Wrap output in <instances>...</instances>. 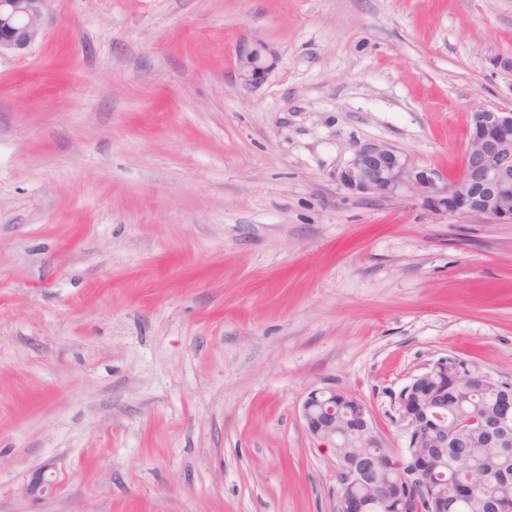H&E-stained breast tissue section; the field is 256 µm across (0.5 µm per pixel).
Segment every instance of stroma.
<instances>
[{
    "label": "stroma",
    "mask_w": 512,
    "mask_h": 512,
    "mask_svg": "<svg viewBox=\"0 0 512 512\" xmlns=\"http://www.w3.org/2000/svg\"><path fill=\"white\" fill-rule=\"evenodd\" d=\"M510 106L512 0H51L0 54V512H335L309 392L403 448L438 358L512 383V224L338 180Z\"/></svg>",
    "instance_id": "obj_1"
}]
</instances>
